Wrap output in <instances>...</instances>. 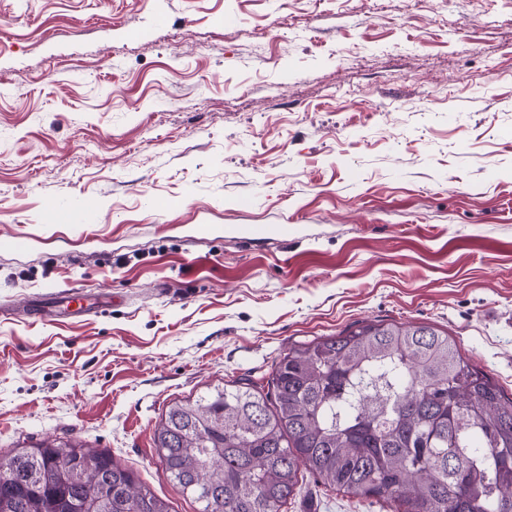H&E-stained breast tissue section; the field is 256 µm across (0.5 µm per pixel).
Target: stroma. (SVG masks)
Masks as SVG:
<instances>
[{
  "mask_svg": "<svg viewBox=\"0 0 512 512\" xmlns=\"http://www.w3.org/2000/svg\"><path fill=\"white\" fill-rule=\"evenodd\" d=\"M64 288L97 307L27 319ZM364 320L512 393V0H0V457L75 437L197 512L169 405ZM302 484L281 512H383ZM291 228L287 224H265L236 229L235 233L246 240H269L275 237H287Z\"/></svg>",
  "mask_w": 512,
  "mask_h": 512,
  "instance_id": "obj_1",
  "label": "stroma"
}]
</instances>
